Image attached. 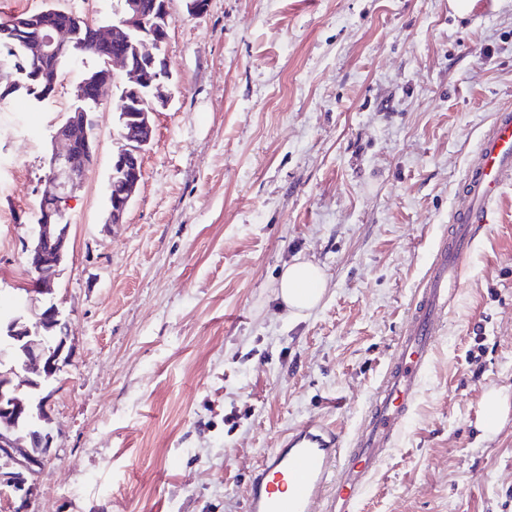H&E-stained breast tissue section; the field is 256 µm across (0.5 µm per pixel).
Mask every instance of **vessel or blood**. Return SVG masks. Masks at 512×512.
<instances>
[{"label":"vessel or blood","mask_w":512,"mask_h":512,"mask_svg":"<svg viewBox=\"0 0 512 512\" xmlns=\"http://www.w3.org/2000/svg\"><path fill=\"white\" fill-rule=\"evenodd\" d=\"M510 181L512 109L505 108L494 115L468 164L448 215V232L422 280L412 324L398 340L356 434L342 444L319 418L290 429L254 470L246 512H357L368 483L401 435L475 239Z\"/></svg>","instance_id":"obj_1"}]
</instances>
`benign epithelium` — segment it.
Returning a JSON list of instances; mask_svg holds the SVG:
<instances>
[{
  "label": "benign epithelium",
  "instance_id": "1",
  "mask_svg": "<svg viewBox=\"0 0 512 512\" xmlns=\"http://www.w3.org/2000/svg\"><path fill=\"white\" fill-rule=\"evenodd\" d=\"M170 0H120L112 21L84 25L75 12L49 7L19 14L0 24V42L20 47L14 60L0 62L3 93L33 90L36 71L55 76V64L77 59V47L107 52V68L85 74L77 85L76 104L52 135L38 220L26 242L31 287L21 296L22 308L0 318V512H35L37 485L32 480L50 459L54 440L51 408L56 389L48 382L71 361L67 326L54 303H35L54 293L68 255L69 201L93 162L97 140L89 101L113 93L120 143L109 175L108 224H121L144 176L143 153L151 141V116L173 98V75L163 53L172 17ZM42 448L39 455L29 444Z\"/></svg>",
  "mask_w": 512,
  "mask_h": 512
}]
</instances>
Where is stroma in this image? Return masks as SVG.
I'll use <instances>...</instances> for the list:
<instances>
[{
    "instance_id": "stroma-1",
    "label": "stroma",
    "mask_w": 512,
    "mask_h": 512,
    "mask_svg": "<svg viewBox=\"0 0 512 512\" xmlns=\"http://www.w3.org/2000/svg\"><path fill=\"white\" fill-rule=\"evenodd\" d=\"M173 99L152 117L144 179L104 221L112 104L66 218L53 295L72 361L36 512H244L280 436L319 416L350 441L375 394L467 165L512 107V0H170ZM0 101V313L28 283L24 243L77 83ZM318 264L295 318L284 267ZM482 359L468 364V349ZM512 181L475 242L412 416L359 512H512ZM278 294L291 314L310 310L321 301L326 280L322 270L312 262L296 261L280 275ZM508 412L509 397L506 393L496 390L486 391L481 401L480 429L486 436L496 434Z\"/></svg>"
}]
</instances>
